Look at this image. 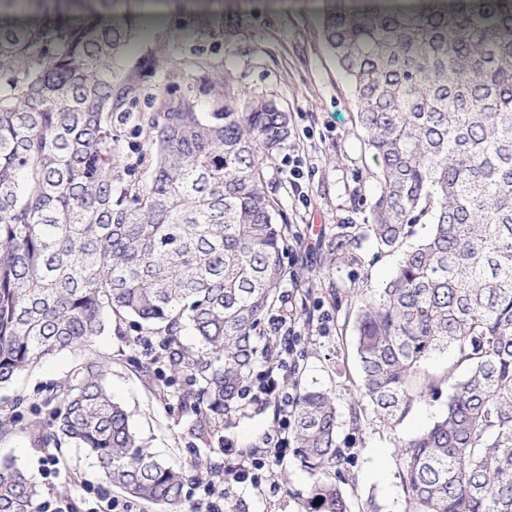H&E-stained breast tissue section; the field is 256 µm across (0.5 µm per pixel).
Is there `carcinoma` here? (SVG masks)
<instances>
[{
  "label": "carcinoma",
  "mask_w": 512,
  "mask_h": 512,
  "mask_svg": "<svg viewBox=\"0 0 512 512\" xmlns=\"http://www.w3.org/2000/svg\"><path fill=\"white\" fill-rule=\"evenodd\" d=\"M323 34L380 173L366 223L340 227L328 266L360 265L361 239L400 253L356 318L361 396L396 423L439 396L423 363L453 350L444 412L401 444L408 512H512V0L332 10ZM130 36L95 18L0 25V385L127 316L163 336L166 369L197 385L181 400L203 435L271 358L257 340L294 278L295 232L263 177L289 117L259 98L207 118L193 98L170 101L149 124L150 182L114 197L113 64ZM418 224L429 231L409 246ZM186 325L194 350L179 340ZM107 369L88 355L42 400L37 442L70 440L128 496L178 504L182 471L143 448ZM19 405L0 406V435ZM294 420L316 475L306 512H351L335 398L298 393ZM39 498L0 459V512H37Z\"/></svg>",
  "instance_id": "1"
}]
</instances>
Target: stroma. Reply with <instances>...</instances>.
<instances>
[{"label": "stroma", "mask_w": 512, "mask_h": 512, "mask_svg": "<svg viewBox=\"0 0 512 512\" xmlns=\"http://www.w3.org/2000/svg\"><path fill=\"white\" fill-rule=\"evenodd\" d=\"M16 0L0 18L36 23L56 18L104 14L129 26L133 36L114 64L112 84L124 98L114 107L112 131L118 137L117 162L124 184H146L154 157L144 130L164 102L197 98L208 113L218 93L244 100H272L287 113L290 134L263 169L266 188L300 238L287 262L295 273L284 292L288 306H306L312 323L295 319L299 336L293 364L278 370L279 385L325 390L346 409L359 385L354 323L357 308L371 287L386 282L398 264L395 253L378 252L361 241V265L328 270L327 242L337 225L360 224L378 189V168L357 121L353 84L327 47L322 28L325 10L349 8L351 0ZM161 346L159 335L132 318L109 320L91 350L106 356L105 385L131 416L145 449L180 469L185 486L176 506L128 499L118 488L112 497L130 512H191L201 492V473L224 471L237 456H249L280 424L278 399L262 393L269 364L259 361L250 386L252 400L217 420L200 439L194 416L180 401L190 388L188 376H173L166 395H158L142 370ZM79 354L62 351L0 387V405L19 401L15 431L0 437V458L13 459L39 486L69 498L86 512L105 488L95 459L84 449L38 447L30 432L45 421L42 399L64 385ZM446 397L415 402L396 426L367 415L359 426L342 423L339 442L352 463L353 482L345 484L354 512H407L401 484L398 441L411 438L443 411ZM233 454H225V441ZM314 478L294 447L255 477L227 486L224 512H306Z\"/></svg>", "instance_id": "35a3bbf8"}]
</instances>
